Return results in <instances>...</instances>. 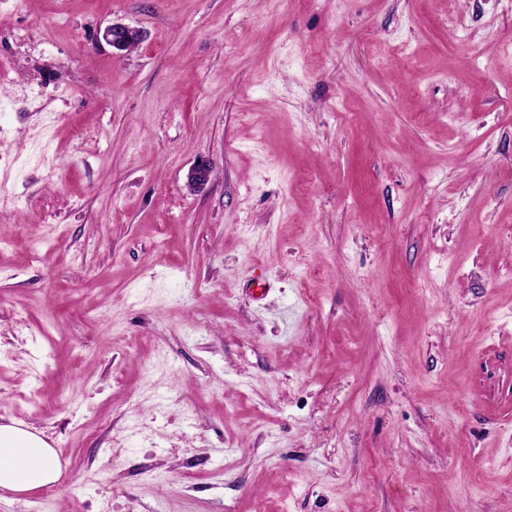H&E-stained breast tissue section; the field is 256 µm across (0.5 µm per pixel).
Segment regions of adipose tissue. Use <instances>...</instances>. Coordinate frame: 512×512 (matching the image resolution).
I'll use <instances>...</instances> for the list:
<instances>
[{
	"instance_id": "1",
	"label": "adipose tissue",
	"mask_w": 512,
	"mask_h": 512,
	"mask_svg": "<svg viewBox=\"0 0 512 512\" xmlns=\"http://www.w3.org/2000/svg\"><path fill=\"white\" fill-rule=\"evenodd\" d=\"M61 476L53 448L18 424L0 425V488L24 493L56 483Z\"/></svg>"
}]
</instances>
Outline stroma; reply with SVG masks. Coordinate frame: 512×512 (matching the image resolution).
<instances>
[{
    "label": "stroma",
    "mask_w": 512,
    "mask_h": 512,
    "mask_svg": "<svg viewBox=\"0 0 512 512\" xmlns=\"http://www.w3.org/2000/svg\"><path fill=\"white\" fill-rule=\"evenodd\" d=\"M13 422L0 512H512V0H0ZM102 38L117 52H122L128 50V47L132 44H139L142 33L139 29L114 23L104 30ZM53 447L20 424L0 425V488L24 493L56 483L61 467Z\"/></svg>",
    "instance_id": "stroma-1"
}]
</instances>
